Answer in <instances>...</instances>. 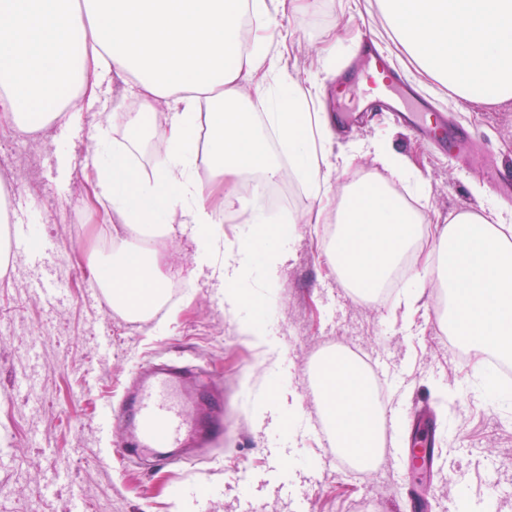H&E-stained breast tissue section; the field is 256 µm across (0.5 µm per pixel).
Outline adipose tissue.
I'll use <instances>...</instances> for the list:
<instances>
[{
  "label": "adipose tissue",
  "instance_id": "ef3b65f1",
  "mask_svg": "<svg viewBox=\"0 0 512 512\" xmlns=\"http://www.w3.org/2000/svg\"><path fill=\"white\" fill-rule=\"evenodd\" d=\"M301 0H0V117L19 129L64 120L47 111L77 94L94 104L111 76L126 78L141 100L129 113L128 130L150 127L167 146L151 177L128 185L127 145L110 144L104 123L91 138L89 172L93 196L108 204L117 223L146 227L194 225L198 253L221 257L215 268L224 281V306L242 334L264 347L272 365L282 352L276 337L258 323L244 300V288L260 283L274 301L281 280L285 238L257 231L261 224H294L298 218L267 213L252 201L250 226L233 242L224 240V209L242 179L262 174L274 180L288 172L313 201V223L334 211L340 229L328 256L345 255L351 277L381 285L412 244L423 213L367 191L363 179L349 181L335 197L326 161L331 134L325 116L313 112L320 79L292 77L282 67L283 52L272 45L277 16L298 10ZM250 47L242 45L243 29ZM260 78L265 93L258 125L242 90ZM165 112H158V103ZM211 103V112L201 110ZM208 123L210 183L196 171L197 131ZM281 146L273 153L266 130ZM441 258L438 285L448 295V328L477 350L512 357V237L485 216L461 211L438 229ZM90 277L112 294V302L149 317L162 301L166 280L154 253L123 245L112 261L90 268ZM319 391L327 416L338 424V442L353 450L378 448L384 428L373 413L365 380L343 358L321 366Z\"/></svg>",
  "mask_w": 512,
  "mask_h": 512
}]
</instances>
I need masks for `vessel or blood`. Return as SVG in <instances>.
<instances>
[{
	"label": "vessel or blood",
	"mask_w": 512,
	"mask_h": 512,
	"mask_svg": "<svg viewBox=\"0 0 512 512\" xmlns=\"http://www.w3.org/2000/svg\"><path fill=\"white\" fill-rule=\"evenodd\" d=\"M364 65V70L356 74L354 80L367 82L373 95L357 109H337L339 127L351 126L376 109L391 114L428 145L447 146L449 157H457L470 149V139L461 133L449 132L441 113L428 111L419 100L403 68L389 63L386 52L370 39L365 42ZM489 183L500 200L512 202V168L494 169ZM12 247L38 264L50 253L49 246L32 224L14 226ZM135 373L139 378L136 391L129 393L120 405L107 406L102 412L98 432L107 447L116 449L124 457L145 450L153 454L158 464L182 465L192 461L188 449L207 448L219 441L224 432L223 394L192 390L180 368L171 361L139 366ZM320 427L327 447L322 464L348 470L349 455L335 445L334 424L327 419ZM437 444L436 427L419 420L416 435L407 444L414 472L433 470L439 453Z\"/></svg>",
	"instance_id": "obj_1"
}]
</instances>
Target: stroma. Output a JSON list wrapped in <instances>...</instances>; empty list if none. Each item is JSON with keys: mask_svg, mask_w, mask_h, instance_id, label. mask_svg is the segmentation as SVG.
I'll return each instance as SVG.
<instances>
[{"mask_svg": "<svg viewBox=\"0 0 512 512\" xmlns=\"http://www.w3.org/2000/svg\"><path fill=\"white\" fill-rule=\"evenodd\" d=\"M308 2L305 11L279 20L287 35L283 64L294 75L319 73V100L326 109L339 101L355 105L354 94L337 99L335 76L360 66L361 36L367 32L407 70L436 110L481 147L476 158H444L377 115L363 128L333 135V153L354 157L347 173L333 177L334 191L364 173L389 180L373 156L357 152L359 144L382 137L423 187L412 202L428 220L424 252H436L438 225L465 209L500 215L512 225V203L493 194L484 173L488 163L512 165V103H464L420 73L377 0L357 6L352 0ZM329 43L336 52L326 62L320 49ZM137 103L116 76L102 108L76 112L71 126L51 123L22 132L0 119V181L11 188L12 209L34 214L42 224L56 262L48 275L69 290L64 303L50 305L34 293L46 275L42 269L16 257L0 270V512H71L67 489L40 491L63 464L82 494L85 512H172L184 496L193 512H355L363 500L371 503V512H408L396 486L397 474L407 467L400 453L361 478L305 465L325 451L316 431L322 400L305 373L325 346L336 343L382 359L392 381L385 402L400 415L401 430H408L405 416L416 406L449 422L444 465L421 481L437 512H501L512 497V400L489 393L482 367L468 370L458 363L459 343L450 340L439 318L435 283H427L411 315L395 301L361 303L338 281L318 225H261L263 234L292 238L272 320L274 335L286 346L280 371L298 412L284 441L252 420L256 406L274 401L267 386L269 363L263 347L241 336L225 313L224 284L200 264L192 225L171 235L158 256L168 281L188 282L192 293L138 324L88 302L89 277L76 275L74 265L92 253L110 255L113 232L86 179L95 124L108 123L120 142L135 137L130 184L151 176L167 151L149 131L129 134L123 115L135 111ZM73 199L81 202V211L68 209ZM104 338L112 344L106 356L98 351ZM159 357L179 359L194 372L208 371L211 385L224 391V438L212 448L210 461L160 469L145 451L121 465L100 446L101 406L123 400L135 363ZM27 376L29 396L10 398L15 381Z\"/></svg>", "mask_w": 512, "mask_h": 512, "instance_id": "obj_1", "label": "stroma"}]
</instances>
